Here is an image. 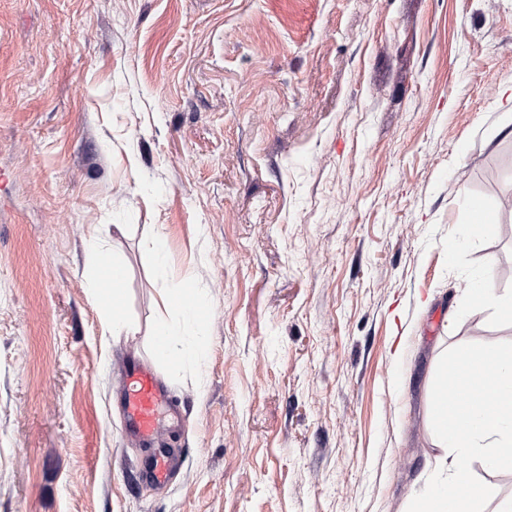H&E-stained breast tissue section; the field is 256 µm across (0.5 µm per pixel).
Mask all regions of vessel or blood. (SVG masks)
<instances>
[{
    "label": "vessel or blood",
    "instance_id": "vessel-or-blood-1",
    "mask_svg": "<svg viewBox=\"0 0 512 512\" xmlns=\"http://www.w3.org/2000/svg\"><path fill=\"white\" fill-rule=\"evenodd\" d=\"M121 406L131 435L144 447L137 464L141 476L152 484L163 483L183 455L182 449L160 446L163 432L177 426L180 413L150 366L128 367Z\"/></svg>",
    "mask_w": 512,
    "mask_h": 512
}]
</instances>
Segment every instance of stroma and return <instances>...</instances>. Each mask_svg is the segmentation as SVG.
<instances>
[{"label":"stroma","mask_w":512,"mask_h":512,"mask_svg":"<svg viewBox=\"0 0 512 512\" xmlns=\"http://www.w3.org/2000/svg\"><path fill=\"white\" fill-rule=\"evenodd\" d=\"M511 90L512 0H0V512H407L442 353L512 342L465 291L512 297ZM187 284L197 369L151 347ZM128 359L184 414L162 486ZM90 246L94 270L89 288L98 300L104 317L108 321L112 320V334L119 335L116 333L122 330L133 331V327L125 323L120 312L125 279H113L111 274L112 267H125L115 261L109 253L102 251L94 239L90 240ZM161 300L164 306L180 311L187 321H191L200 318L206 296L193 288H171Z\"/></svg>","instance_id":"obj_1"}]
</instances>
